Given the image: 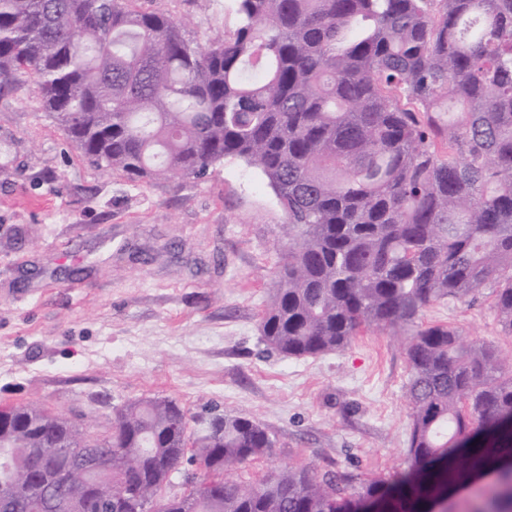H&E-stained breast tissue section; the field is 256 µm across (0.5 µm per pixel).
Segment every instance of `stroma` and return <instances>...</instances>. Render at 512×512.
<instances>
[{
    "label": "stroma",
    "mask_w": 512,
    "mask_h": 512,
    "mask_svg": "<svg viewBox=\"0 0 512 512\" xmlns=\"http://www.w3.org/2000/svg\"><path fill=\"white\" fill-rule=\"evenodd\" d=\"M186 23L195 43L234 27L233 0H134ZM286 217L255 168L133 181L90 165L19 75L0 87V405H36L103 435L151 398L188 417L255 419L273 456L239 471L309 465L363 477L405 469L402 339L366 333L314 358L263 351L260 315L286 250ZM512 358L488 289L435 305Z\"/></svg>",
    "instance_id": "1"
}]
</instances>
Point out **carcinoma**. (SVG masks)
<instances>
[{
	"mask_svg": "<svg viewBox=\"0 0 512 512\" xmlns=\"http://www.w3.org/2000/svg\"><path fill=\"white\" fill-rule=\"evenodd\" d=\"M131 2L0 0V80L32 77L83 158L131 180L201 179L226 158L257 169L288 235L266 350L406 337L411 476L288 466L243 485L228 473L277 444L249 417L211 414L189 456L172 400L122 408L104 436L12 405L0 512L40 483L33 512H512V363L420 321L487 288L512 337V0H234V29L205 47ZM98 457L102 472L70 481ZM184 463L218 495L157 499Z\"/></svg>",
	"mask_w": 512,
	"mask_h": 512,
	"instance_id": "obj_1",
	"label": "carcinoma"
}]
</instances>
